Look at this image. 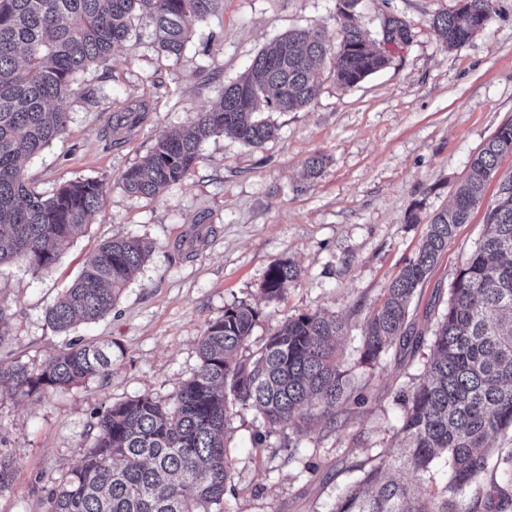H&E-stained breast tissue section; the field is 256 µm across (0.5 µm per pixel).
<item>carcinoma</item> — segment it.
I'll use <instances>...</instances> for the list:
<instances>
[{"instance_id": "cac0c4a2", "label": "carcinoma", "mask_w": 512, "mask_h": 512, "mask_svg": "<svg viewBox=\"0 0 512 512\" xmlns=\"http://www.w3.org/2000/svg\"><path fill=\"white\" fill-rule=\"evenodd\" d=\"M224 0H0V267L26 262L49 272L104 202L105 183L76 179L49 195L37 192L19 158L47 147L66 128L77 74L107 63L113 48L139 22L152 25L168 55L179 57L192 26ZM361 0H336L340 42L318 30L278 37L244 76L224 86L219 105L199 112L184 132L162 133L144 161L121 175L131 194L155 197L200 159L201 139L230 134L260 147L276 127L263 111L293 112L312 104L318 65L354 87L387 67L357 23ZM493 0H459L431 21L450 49L465 45L493 18ZM150 111L146 100L116 111L114 129L132 128ZM512 153V123L503 124L469 163L450 206L429 220L421 247L387 288L362 327L360 359L372 365L391 349L413 351L424 336L408 327L410 306L439 257L483 201L498 159ZM486 232L451 283L445 313L430 341L421 381L396 392L403 409L399 456L374 458L360 480L336 498L332 512H477L499 485L473 490L489 464V439L512 428V177L498 185L485 212ZM152 245L117 237L91 252L71 286L46 309L53 329L93 322L115 305ZM299 276L291 261L272 265L264 299L280 296ZM257 307L241 302L206 326L200 366L172 403L150 396L110 404L94 413L98 433L82 463L56 478L45 512H224L232 467L224 446L229 404L257 410L273 430L298 432L313 421L336 425L350 399L333 338L339 317L304 312L286 320L262 344L250 337ZM112 376V344L72 342L39 372L0 362V395L39 400L82 380ZM446 457L448 485L440 493L410 486L395 470L426 472ZM14 461L0 456V494L10 488Z\"/></svg>"}]
</instances>
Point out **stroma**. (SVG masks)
<instances>
[{
	"label": "stroma",
	"instance_id": "obj_1",
	"mask_svg": "<svg viewBox=\"0 0 512 512\" xmlns=\"http://www.w3.org/2000/svg\"><path fill=\"white\" fill-rule=\"evenodd\" d=\"M335 4L224 0L221 13L194 25L177 58L161 50L152 26L138 25L107 64L79 74L65 132L22 157L40 192L80 178L103 181L107 195L52 272L22 262L0 268V301L13 312L0 361L37 372L74 340H107L112 376L38 401L0 396V455L15 466L0 512H44L55 478L81 463L95 437V409L141 395L170 401L199 367L206 325L241 301L261 310L254 346L300 313L338 316L345 332L336 356L366 402L345 403L341 427L320 424L292 436L270 431L254 409L234 404L225 443L235 493L226 512H331L372 459L397 453L402 408L395 392L422 378L430 351L391 352L376 365L363 364L362 326L416 254L429 218L450 203L471 157L512 121V0H494L490 24L453 51L430 20L455 10L458 0H363L357 21L368 38L379 39L383 20L393 14L412 31L409 44L392 50L387 68L343 87L322 66L310 106L267 113L278 129L274 139L255 148L224 134L207 137L198 167L159 196L131 194L121 182L162 132L187 128L196 113L219 102L225 85L277 37L314 28L338 45ZM140 98L152 102L148 119L106 146L112 111ZM311 157L320 160L312 174ZM496 190L488 184L482 206L413 299L415 330L431 334L444 312ZM413 211L415 224L408 220ZM123 235L153 248L112 311L67 332L53 330L47 306L89 253ZM182 241L193 243V252H177ZM282 260L293 261L300 275L281 298L262 301L267 271Z\"/></svg>",
	"mask_w": 512,
	"mask_h": 512
}]
</instances>
